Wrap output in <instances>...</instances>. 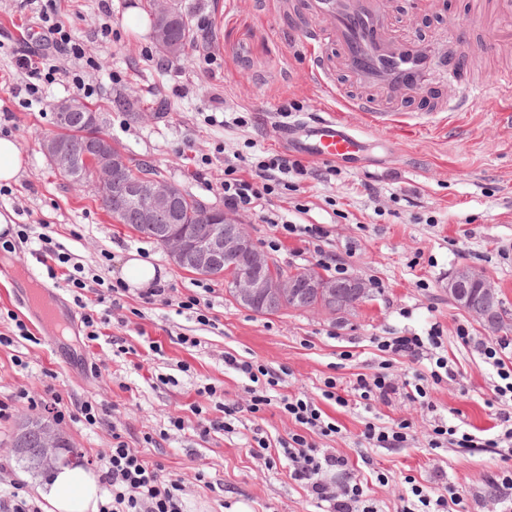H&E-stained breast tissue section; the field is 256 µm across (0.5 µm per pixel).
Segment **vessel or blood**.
<instances>
[{
	"mask_svg": "<svg viewBox=\"0 0 512 512\" xmlns=\"http://www.w3.org/2000/svg\"><path fill=\"white\" fill-rule=\"evenodd\" d=\"M300 14L309 69L321 88L349 111L366 113L377 127L394 122L393 104L437 84L456 86L469 67L470 48L461 37L449 35L441 51L412 34L398 33L394 16L381 9L379 0H302ZM491 26L487 46L512 45V0H499ZM332 63L341 81L329 79ZM483 94V84H468L449 98L446 109L472 111ZM364 145L362 135L331 114L305 126L297 147L313 159L336 162L356 157Z\"/></svg>",
	"mask_w": 512,
	"mask_h": 512,
	"instance_id": "obj_1",
	"label": "vessel or blood"
}]
</instances>
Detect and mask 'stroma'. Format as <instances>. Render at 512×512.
Wrapping results in <instances>:
<instances>
[{
	"label": "stroma",
	"mask_w": 512,
	"mask_h": 512,
	"mask_svg": "<svg viewBox=\"0 0 512 512\" xmlns=\"http://www.w3.org/2000/svg\"><path fill=\"white\" fill-rule=\"evenodd\" d=\"M475 0H393L402 25L435 42L448 32L482 43L488 30L473 23ZM196 37L188 59H170L152 37L147 0H0V136L20 149L15 183L0 193V217L50 228L87 271L118 280L130 254L160 267L165 282L193 293L198 275L174 265L163 247L129 226L115 223L91 195L55 170L42 151L53 129V107L82 97L97 110L113 141L160 178L206 203L223 206L224 163L251 167L262 152L291 153L278 128L324 117L336 102L308 73L300 21L286 0H183ZM58 12L79 44L80 56L44 49L42 11ZM30 58L35 71L18 69ZM512 68V51L474 57L467 80L486 93L472 112H441L427 128L416 116L432 110L444 86L402 101L394 125L371 126L365 113L341 118L369 142L364 156L330 164L306 160L293 189L266 196L239 219L259 248L274 235L271 220L321 225L322 248L336 254L348 275L361 276L368 294L346 318L284 310L259 315L240 307L223 281L211 280V325L198 324L175 307L147 305L136 290L124 298L122 321H110L98 340L85 336L75 294L51 280L44 265L18 246L0 268V333L22 320L29 338L0 345V489L37 499L40 474L22 468L12 449L28 419L57 421L78 450L80 465L99 472L113 432L146 458L163 462L168 477L185 487L187 512H322L316 500L288 476L287 463L267 467L253 455L254 435L275 440L295 424L277 406L248 413L247 381L225 369L224 355L287 368L285 392L318 402L340 432L320 439L323 448L354 462L364 496L378 512H402L407 480L459 496L460 512H496L487 478L502 461L491 448H431L434 419L447 418L485 438L494 421L492 372L474 346L456 336L466 325L475 339H512V125L500 115L507 103L493 87L499 69ZM479 271L496 287L507 312L492 330L448 296V279L459 268ZM439 328L443 346L458 365V381L433 386L429 406L393 398L378 404L382 422L406 421L412 439L397 449L366 448L361 433L369 414L355 404L323 399L327 377L349 389L356 374L384 358L378 336ZM195 345L184 344V337ZM350 359H343V352ZM215 387V400L198 396ZM29 399H17L19 389ZM53 389L65 409L89 401L100 411L93 426L57 420L40 400ZM244 412L235 432L200 436L194 406L214 414L215 402ZM185 428L158 443L170 417ZM446 471L448 483L438 473ZM385 481H378V474Z\"/></svg>",
	"instance_id": "obj_1"
}]
</instances>
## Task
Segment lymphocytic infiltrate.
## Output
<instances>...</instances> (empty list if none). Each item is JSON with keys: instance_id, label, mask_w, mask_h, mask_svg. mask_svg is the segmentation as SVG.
Masks as SVG:
<instances>
[{"instance_id": "1", "label": "lymphocytic infiltrate", "mask_w": 512, "mask_h": 512, "mask_svg": "<svg viewBox=\"0 0 512 512\" xmlns=\"http://www.w3.org/2000/svg\"><path fill=\"white\" fill-rule=\"evenodd\" d=\"M304 171L300 160L285 154H268L245 177L239 175L234 163H226L224 204L236 211L253 210L258 200L272 194L276 187L287 185L290 175ZM275 230L281 237L294 236L315 246L318 266L332 276L341 273L336 256L318 246L325 235L321 226L282 223ZM30 253L45 264L50 279H62L75 292H84L87 283L80 275V263L54 243L51 236L40 234ZM376 344L381 353L408 358L416 368L403 385L395 381L384 363L373 372L357 374L351 391L363 400L365 408L389 403L393 395L401 392L411 401L427 404L431 386L456 380L458 376L456 367L442 353L443 341L438 329H430L424 336H380ZM480 352L497 378L494 396L488 402L489 408L495 411L496 433L479 438L439 419L431 426L429 445L440 448L452 443L461 448L497 449L504 464L491 473L488 485L494 492L498 512H512V342L499 339L485 343ZM224 364L250 382L248 412L255 414L275 404L296 425L295 431L285 438L274 441L255 438L258 455L265 465L272 466L277 459H286L290 478L304 484L317 500L328 503L330 512H374L371 506L361 503L363 486L348 458L315 443V436H331L338 428L312 398L282 393L284 377L265 365L231 353L225 354ZM163 470L161 462L148 460L130 448L121 434H113L112 444L101 458L100 483L107 502L99 512H185L180 481L166 478Z\"/></svg>"}]
</instances>
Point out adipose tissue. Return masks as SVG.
Returning <instances> with one entry per match:
<instances>
[{
    "label": "adipose tissue",
    "mask_w": 512,
    "mask_h": 512,
    "mask_svg": "<svg viewBox=\"0 0 512 512\" xmlns=\"http://www.w3.org/2000/svg\"><path fill=\"white\" fill-rule=\"evenodd\" d=\"M50 512H97L98 488L95 476L81 468H64L41 491Z\"/></svg>",
    "instance_id": "1"
}]
</instances>
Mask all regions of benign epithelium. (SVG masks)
I'll list each match as a JSON object with an SVG mask.
<instances>
[{"label":"benign epithelium","instance_id":"obj_1","mask_svg":"<svg viewBox=\"0 0 512 512\" xmlns=\"http://www.w3.org/2000/svg\"><path fill=\"white\" fill-rule=\"evenodd\" d=\"M42 149L53 166L62 172L78 169L84 159L79 147L64 144L52 136L44 140ZM95 152L93 179L97 187L112 188V194L138 210L144 223L160 235V244L174 263L202 272H208L222 263L224 270L240 272L234 284L240 306L257 313L274 305L304 309L306 299L312 293L324 298H330L345 288L360 297L367 293L365 282L359 277L344 282H319L307 277L276 276L273 262L256 246L244 224L226 212L211 213V222L224 225V230L205 239L194 238L185 230L174 231L161 226L160 222L170 220L174 211L176 192L171 184L151 177L130 183H115L112 181V169L119 165L122 156L112 153V141L109 139L97 145ZM448 295L456 305L479 319H488L496 313V287L468 268L457 270L448 279ZM26 425L44 433L43 451L50 458L56 457L57 430L39 420H30Z\"/></svg>","mask_w":512,"mask_h":512}]
</instances>
